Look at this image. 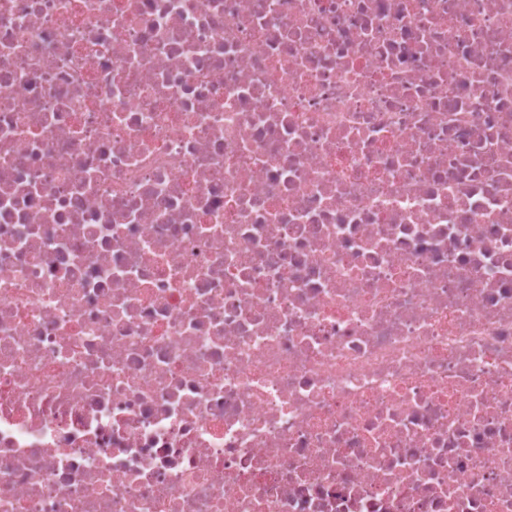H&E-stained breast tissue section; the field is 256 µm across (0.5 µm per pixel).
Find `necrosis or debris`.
Returning <instances> with one entry per match:
<instances>
[{"instance_id": "necrosis-or-debris-1", "label": "necrosis or debris", "mask_w": 512, "mask_h": 512, "mask_svg": "<svg viewBox=\"0 0 512 512\" xmlns=\"http://www.w3.org/2000/svg\"><path fill=\"white\" fill-rule=\"evenodd\" d=\"M0 512H512V0H0Z\"/></svg>"}]
</instances>
